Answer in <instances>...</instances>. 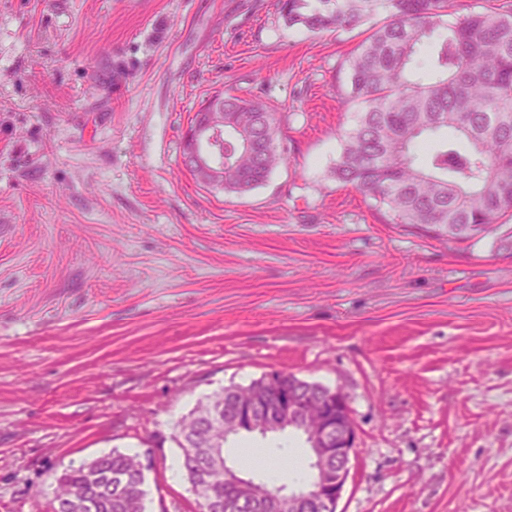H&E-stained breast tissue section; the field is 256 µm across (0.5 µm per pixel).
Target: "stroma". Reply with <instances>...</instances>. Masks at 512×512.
I'll return each mask as SVG.
<instances>
[{"instance_id":"obj_1","label":"stroma","mask_w":512,"mask_h":512,"mask_svg":"<svg viewBox=\"0 0 512 512\" xmlns=\"http://www.w3.org/2000/svg\"><path fill=\"white\" fill-rule=\"evenodd\" d=\"M360 30L276 0H0V512L132 449L195 512L174 426L270 369L340 390L338 512H512V250L393 224L330 170ZM279 106L287 165L239 195L182 163L218 91ZM307 458L304 436L231 437Z\"/></svg>"}]
</instances>
